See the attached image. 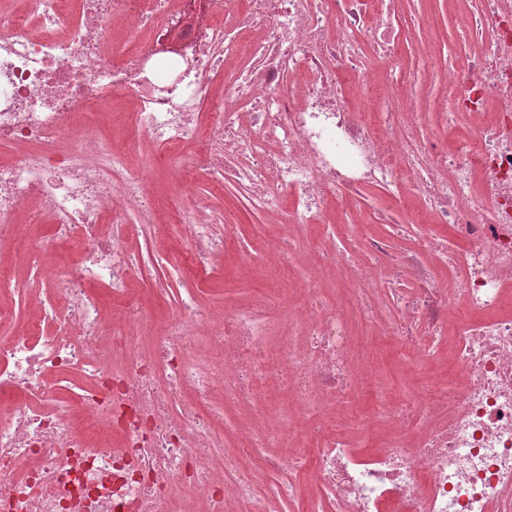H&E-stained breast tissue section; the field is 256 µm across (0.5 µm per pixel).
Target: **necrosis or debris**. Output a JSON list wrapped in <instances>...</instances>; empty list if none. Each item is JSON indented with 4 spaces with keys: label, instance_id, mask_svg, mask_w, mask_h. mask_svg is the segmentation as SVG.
I'll return each instance as SVG.
<instances>
[{
    "label": "necrosis or debris",
    "instance_id": "4bbe7bcc",
    "mask_svg": "<svg viewBox=\"0 0 512 512\" xmlns=\"http://www.w3.org/2000/svg\"><path fill=\"white\" fill-rule=\"evenodd\" d=\"M0 0V242L17 215L48 225L78 260L30 270L61 292L33 295L27 328L0 340V512H270L262 467L287 471L291 512H512V0H476L457 16L438 111H416L401 88L399 0ZM124 96L156 147L115 144L96 106ZM425 129L414 141L396 126ZM170 165L184 182L207 171L245 188L283 241L315 232L297 338L270 344L272 289L211 323L181 298L143 353L152 282L130 287L136 258L121 218L162 233L145 183ZM392 190L418 198L416 246L391 250V209L368 213L363 249L344 253L330 204ZM185 277L207 285L239 250L234 227L205 202L182 216ZM447 268L444 277L435 267ZM339 270L350 291H379L382 327L407 361L447 350L453 374L420 389H383L359 415L358 441L335 415L362 393L365 370L342 307L321 286ZM111 293L102 303L97 288ZM276 382L281 425L305 424L300 452L274 429L241 431L226 451L224 408L252 404ZM231 475L214 477L215 456Z\"/></svg>",
    "mask_w": 512,
    "mask_h": 512
}]
</instances>
